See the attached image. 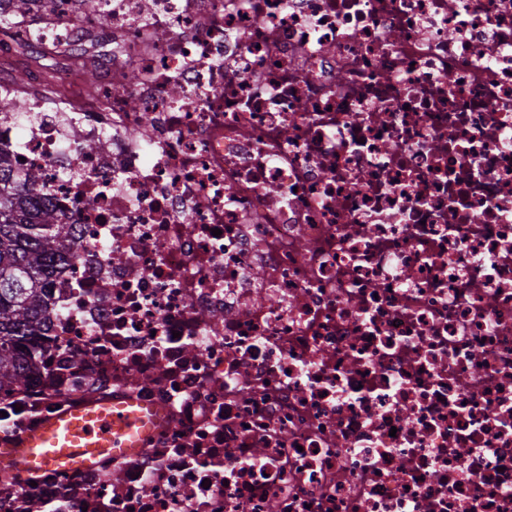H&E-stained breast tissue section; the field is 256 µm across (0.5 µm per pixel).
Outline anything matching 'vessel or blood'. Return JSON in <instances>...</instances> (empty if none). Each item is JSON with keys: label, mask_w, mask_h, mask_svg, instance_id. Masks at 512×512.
Listing matches in <instances>:
<instances>
[{"label": "vessel or blood", "mask_w": 512, "mask_h": 512, "mask_svg": "<svg viewBox=\"0 0 512 512\" xmlns=\"http://www.w3.org/2000/svg\"><path fill=\"white\" fill-rule=\"evenodd\" d=\"M162 422L157 409L133 397L65 408L15 444L1 446L0 470L32 475L47 469L90 470L102 459L140 451Z\"/></svg>", "instance_id": "obj_1"}]
</instances>
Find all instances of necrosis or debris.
Returning a JSON list of instances; mask_svg holds the SVG:
<instances>
[{
	"label": "necrosis or debris",
	"instance_id": "4bbe7bcc",
	"mask_svg": "<svg viewBox=\"0 0 512 512\" xmlns=\"http://www.w3.org/2000/svg\"><path fill=\"white\" fill-rule=\"evenodd\" d=\"M29 17L0 71L61 61L0 84L25 101L0 150L79 260L45 282L0 445L90 400L164 423L0 482V512H512V0Z\"/></svg>",
	"mask_w": 512,
	"mask_h": 512
}]
</instances>
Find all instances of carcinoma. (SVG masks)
Returning a JSON list of instances; mask_svg holds the SVG:
<instances>
[{
    "mask_svg": "<svg viewBox=\"0 0 512 512\" xmlns=\"http://www.w3.org/2000/svg\"><path fill=\"white\" fill-rule=\"evenodd\" d=\"M72 230L56 214L40 171H18L0 153V387L27 376L15 346L44 330V281L78 260L63 251Z\"/></svg>",
    "mask_w": 512,
    "mask_h": 512,
    "instance_id": "cac0c4a2",
    "label": "carcinoma"
}]
</instances>
